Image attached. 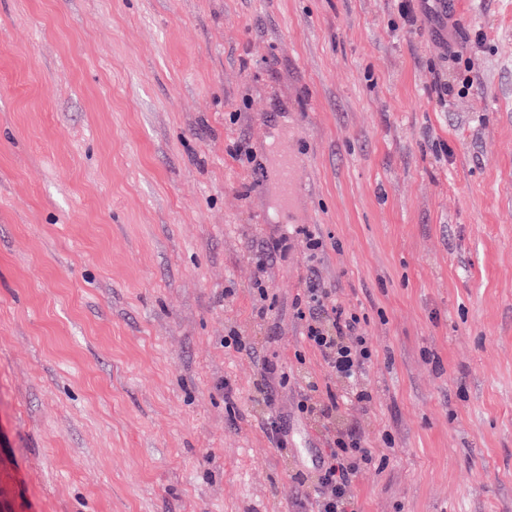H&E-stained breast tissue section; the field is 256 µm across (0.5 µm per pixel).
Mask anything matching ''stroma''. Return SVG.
<instances>
[{"mask_svg": "<svg viewBox=\"0 0 512 512\" xmlns=\"http://www.w3.org/2000/svg\"><path fill=\"white\" fill-rule=\"evenodd\" d=\"M312 279L372 399L283 452ZM354 423L357 512H512V0H0V512H296ZM279 184L281 194V205L288 207L292 197L296 193V184L294 181V162L288 152L280 155L278 163ZM263 400L266 405L272 410L269 415L267 429L275 440L277 447L286 448L288 446V433L286 420L288 415H284L280 410H276L277 396L275 392L270 389L263 392ZM275 414V417H270Z\"/></svg>", "mask_w": 512, "mask_h": 512, "instance_id": "stroma-1", "label": "stroma"}]
</instances>
